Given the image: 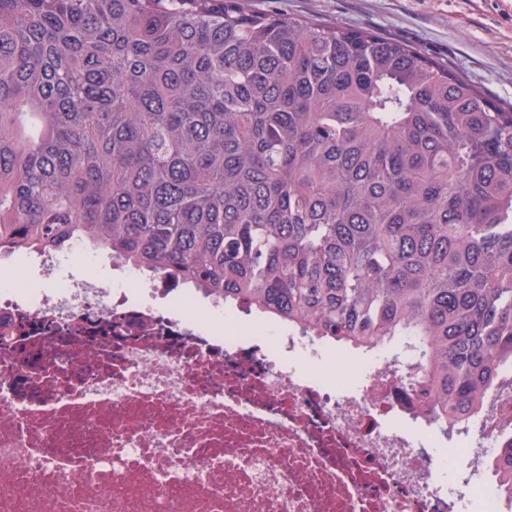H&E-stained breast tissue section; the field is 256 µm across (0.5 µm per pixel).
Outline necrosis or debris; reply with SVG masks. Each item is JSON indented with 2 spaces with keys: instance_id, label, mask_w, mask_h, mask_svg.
Listing matches in <instances>:
<instances>
[{
  "instance_id": "necrosis-or-debris-1",
  "label": "necrosis or debris",
  "mask_w": 512,
  "mask_h": 512,
  "mask_svg": "<svg viewBox=\"0 0 512 512\" xmlns=\"http://www.w3.org/2000/svg\"><path fill=\"white\" fill-rule=\"evenodd\" d=\"M83 248L40 256L54 287L0 265V512H448L429 448L456 462L512 426L434 430L387 365L354 392L269 358L247 316L158 276L142 298L72 273ZM462 512H504L497 479L468 480Z\"/></svg>"
}]
</instances>
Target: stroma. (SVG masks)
<instances>
[{"label":"stroma","mask_w":512,"mask_h":512,"mask_svg":"<svg viewBox=\"0 0 512 512\" xmlns=\"http://www.w3.org/2000/svg\"><path fill=\"white\" fill-rule=\"evenodd\" d=\"M248 9L368 29L449 66L512 105V0H245Z\"/></svg>","instance_id":"stroma-1"}]
</instances>
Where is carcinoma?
<instances>
[{"mask_svg": "<svg viewBox=\"0 0 512 512\" xmlns=\"http://www.w3.org/2000/svg\"><path fill=\"white\" fill-rule=\"evenodd\" d=\"M83 244L314 340L414 354L449 428L512 378V107L243 0H0V254ZM512 504V436L494 448Z\"/></svg>", "mask_w": 512, "mask_h": 512, "instance_id": "obj_1", "label": "carcinoma"}]
</instances>
